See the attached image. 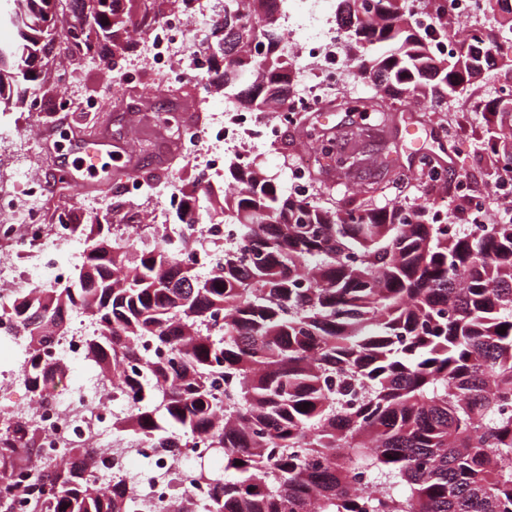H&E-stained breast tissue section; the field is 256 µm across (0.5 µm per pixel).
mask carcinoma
Listing matches in <instances>:
<instances>
[{
	"label": "carcinoma",
	"instance_id": "1",
	"mask_svg": "<svg viewBox=\"0 0 512 512\" xmlns=\"http://www.w3.org/2000/svg\"><path fill=\"white\" fill-rule=\"evenodd\" d=\"M83 0H12L14 48L0 47V106L32 109L31 59L54 45L91 59L162 22L164 0H142L130 18L122 0H100L97 30ZM282 0H224L211 17L210 60L224 93L245 112L290 96L292 54L279 35ZM510 14L475 26L463 44L512 55ZM337 25L351 35L371 75V103L424 88L441 106L477 74L433 56L434 35L413 24L405 0H340ZM482 149L512 160L500 137ZM232 191L217 207L182 195L175 208L211 224L237 225L245 250L226 248L202 279L195 241L182 225L153 244H112L97 225V255L63 286L8 301L27 347L25 387L48 397L63 363L44 354L68 331L66 316L93 325L86 359L107 392L130 404L116 433L204 442L224 454L207 512H512V224L472 234L426 220L431 206L321 208L285 195L250 165L228 169ZM309 406H303V403ZM0 435V512L22 496L28 512H130L131 491L91 477L94 448L61 464L36 455V430ZM33 471L26 484L13 470Z\"/></svg>",
	"mask_w": 512,
	"mask_h": 512
}]
</instances>
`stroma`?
<instances>
[{"label": "stroma", "instance_id": "35a3bbf8", "mask_svg": "<svg viewBox=\"0 0 512 512\" xmlns=\"http://www.w3.org/2000/svg\"><path fill=\"white\" fill-rule=\"evenodd\" d=\"M335 23L336 0H299L291 27L292 39L303 41ZM38 70L44 88L40 115L14 107L0 112V128L30 127L40 137L50 127L54 135L49 145L38 149L33 148L28 138L0 139V183H10L22 173L46 181L42 206L46 222H54L58 210L64 207L83 228L109 224L119 229L130 212L120 184L94 181L81 190H62L49 184V177L67 159L68 137L73 133L110 136L112 148L118 153L113 167L151 175L152 181L141 201L145 241H152L162 225L176 221L174 210L165 203L166 194L192 189L198 175H205L206 187L214 197L223 198V173L204 171V160L213 151V144L203 143L196 156H184L160 119L164 112L180 113L188 123L222 119L229 104L223 92H212L204 102L192 92L156 99L151 97L148 86L130 84L124 96L116 98L106 89L103 66L79 53L64 58L55 52L43 55ZM504 72L505 66L499 60L485 67L463 93L449 98L444 112L419 106L407 97L387 98L385 112L389 120L384 124L379 121L380 113L365 104L375 90L371 79L361 77L350 83L345 92L331 95L325 111L298 114L283 129L277 144L264 145L243 138L227 149L225 161L231 164L248 158L255 169L284 187L288 184L289 164L299 153L306 152L310 155L314 203L324 207L360 203L381 206L391 202L414 206L439 195L428 172L418 162L419 154L423 153L439 167L462 172L472 191L483 195L490 204L496 199L494 186L500 166L480 145L497 119L489 113L462 111L461 105L469 97L496 98L505 83ZM63 97L80 106L93 99L97 107L90 112L80 109L70 113L67 125L60 126L55 122L56 102ZM414 126L421 137L417 147L408 135L409 128ZM358 129L365 130V137L338 141L337 147L365 155V164L343 170L330 158L313 153L314 145L336 132ZM386 142L396 148L392 155L396 167L392 170L380 162V148Z\"/></svg>", "mask_w": 512, "mask_h": 512}]
</instances>
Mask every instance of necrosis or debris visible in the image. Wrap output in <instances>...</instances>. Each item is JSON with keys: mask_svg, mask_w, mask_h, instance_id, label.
<instances>
[{"mask_svg": "<svg viewBox=\"0 0 512 512\" xmlns=\"http://www.w3.org/2000/svg\"><path fill=\"white\" fill-rule=\"evenodd\" d=\"M186 20L179 10L170 11L164 22L142 36L144 54L154 71L162 76L175 73V62L183 53L182 31ZM299 57L314 66L317 85L304 88L281 105L273 121H259L249 112L228 108L224 119L210 124L198 123L184 131L180 146L195 155L199 146L210 140L229 142L248 135L264 144L278 141L282 125L295 120L298 113L316 112L322 107L326 91L341 88L354 77L345 57L344 37L340 28L306 40L297 49ZM20 183L26 199L18 205L15 195L0 192V246L20 252L36 246V265L50 272L55 283L65 281L59 253L72 240V224L67 213H59L54 223L43 218L41 199L46 188L39 180L24 176ZM129 403L113 398L102 400V380L87 374L68 383L41 402L25 401L10 405L0 416V432H9L17 415L29 417L40 432L37 446L41 456L59 462L71 460L75 449L93 446L103 450L108 465L96 472L94 480L108 486L113 476H121L129 485L135 505L146 512H172L176 495L163 478L177 469L183 485L199 505H206L211 490L195 483L191 463L207 456V448H159L149 440L131 441L114 433L112 417L128 409Z\"/></svg>", "mask_w": 512, "mask_h": 512, "instance_id": "4bbe7bcc", "label": "necrosis or debris"}]
</instances>
